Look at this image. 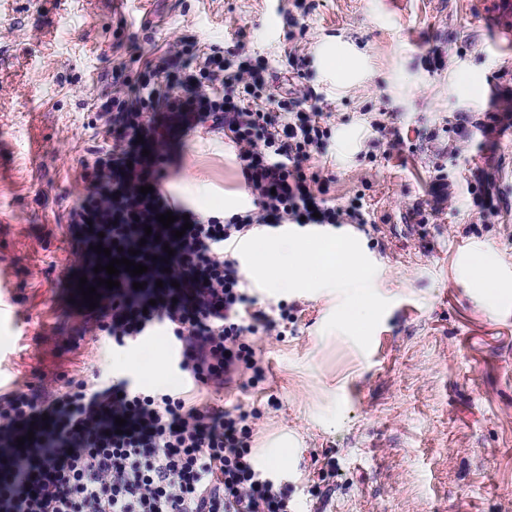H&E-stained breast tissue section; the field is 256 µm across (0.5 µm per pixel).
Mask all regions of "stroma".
Instances as JSON below:
<instances>
[{"mask_svg": "<svg viewBox=\"0 0 512 512\" xmlns=\"http://www.w3.org/2000/svg\"><path fill=\"white\" fill-rule=\"evenodd\" d=\"M486 10V0H0V278L11 282L0 392L62 374L184 389L164 330L124 348L80 335L91 311L64 279L81 266L68 221L83 164L104 143L97 100L143 79L147 59L169 54L175 71L193 47L217 44L265 62L276 98L308 89L327 113L329 199L362 203L368 222L323 232L358 254L374 315L359 335L342 322L349 289L285 292L248 276L260 306L286 302L293 320L285 336L256 339L263 384L199 398L259 411L255 458L283 477L294 512H512V51L489 52ZM171 140L168 196L200 214L250 205L223 133ZM476 254L501 285L490 302L468 274Z\"/></svg>", "mask_w": 512, "mask_h": 512, "instance_id": "35a3bbf8", "label": "stroma"}]
</instances>
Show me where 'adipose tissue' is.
<instances>
[{
    "label": "adipose tissue",
    "instance_id": "1",
    "mask_svg": "<svg viewBox=\"0 0 512 512\" xmlns=\"http://www.w3.org/2000/svg\"><path fill=\"white\" fill-rule=\"evenodd\" d=\"M251 271L259 277L275 278L284 288L320 278L329 285L351 289L364 287V275L357 258L339 242L301 244L283 242L270 252L262 239L251 243Z\"/></svg>",
    "mask_w": 512,
    "mask_h": 512
}]
</instances>
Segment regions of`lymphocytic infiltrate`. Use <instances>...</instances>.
<instances>
[{"label": "lymphocytic infiltrate", "instance_id": "lymphocytic-infiltrate-1", "mask_svg": "<svg viewBox=\"0 0 512 512\" xmlns=\"http://www.w3.org/2000/svg\"><path fill=\"white\" fill-rule=\"evenodd\" d=\"M145 67L148 80L96 105L109 143L84 165L69 224L86 273L108 264V248L135 250L147 271H120L80 331L126 347L161 326L194 385L220 392L238 375L258 384L265 374L254 338L287 327L288 306L278 303L274 319L258 308L231 247L291 224H362L365 215L331 204L322 170L310 164L331 135L322 108L264 95L261 66L210 45L180 73L164 55ZM162 112L184 132L203 123L223 131L251 208L203 216L166 197L173 157ZM145 185L150 194H141ZM169 211L175 222L166 228L157 217ZM258 417L126 379L68 377L1 392L0 512H293L287 489L255 460Z\"/></svg>", "mask_w": 512, "mask_h": 512}]
</instances>
